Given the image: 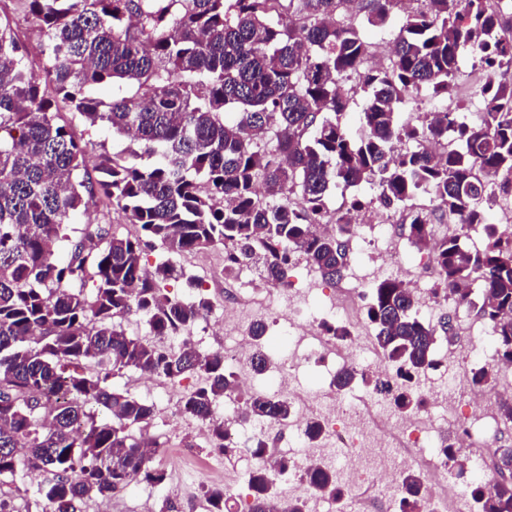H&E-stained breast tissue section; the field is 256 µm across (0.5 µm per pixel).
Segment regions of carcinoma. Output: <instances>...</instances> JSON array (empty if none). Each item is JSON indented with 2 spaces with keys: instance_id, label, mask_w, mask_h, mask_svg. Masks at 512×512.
<instances>
[{
  "instance_id": "carcinoma-1",
  "label": "carcinoma",
  "mask_w": 512,
  "mask_h": 512,
  "mask_svg": "<svg viewBox=\"0 0 512 512\" xmlns=\"http://www.w3.org/2000/svg\"><path fill=\"white\" fill-rule=\"evenodd\" d=\"M22 2L43 35L44 63L42 72L32 69L11 18L0 15V484L42 471L41 496L55 512H82L87 500L135 480L163 483L141 435L154 405L109 384L125 369L170 382L200 379L182 413L224 449L216 407L236 383L224 353L161 346L121 325L135 311L153 336H184L211 309L198 284L191 299L167 296L166 282L183 271L166 259L149 273L143 251L221 246L226 273L259 256L273 282L299 256L336 280L355 230L351 212L363 202L336 212L331 233L312 225L328 216L339 186L367 184L380 206L408 213V240L432 244L438 287L456 305L477 308L496 336L499 360L512 364V246L501 244L488 217L492 186L512 183V84L491 78L479 87L474 121L460 117L468 102L429 112L419 124L401 120V107L420 91L448 96L464 52L487 68L512 66V27L487 0H420L378 69L366 67L373 43L363 25L386 26L402 0ZM116 83L126 94L105 101L89 93ZM360 92L362 134L353 139L342 118ZM62 109L132 136L143 153L104 155L90 176L84 146L60 122ZM421 139L447 148L436 157L409 147ZM143 154L158 160L140 163ZM419 196L481 231L482 248L466 247L463 231L431 241L430 216L413 204ZM93 197L137 234L88 223L81 234L95 245L78 241L59 261L65 226ZM88 280L90 296L78 290ZM416 304L387 278L371 286L365 307L395 368L394 384L374 390L402 412L424 405L419 379L437 367V333L452 329L446 312L434 324L420 321ZM358 378L367 382L365 372L343 369L333 384L345 392ZM291 415L285 398L244 399L245 419L279 423ZM286 473V460L249 472L252 512H273L272 489ZM459 478L478 512H512V477L490 488ZM308 480L340 493L332 472L313 470ZM419 487V477H406L408 512L419 505ZM205 496L211 512H224L229 491Z\"/></svg>"
}]
</instances>
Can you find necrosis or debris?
Segmentation results:
<instances>
[{
  "label": "necrosis or debris",
  "instance_id": "necrosis-or-debris-1",
  "mask_svg": "<svg viewBox=\"0 0 512 512\" xmlns=\"http://www.w3.org/2000/svg\"><path fill=\"white\" fill-rule=\"evenodd\" d=\"M360 240L372 257L377 275L390 274L396 265L397 246L387 225L366 219L360 223ZM224 281V358L228 365H239L237 388L227 394L224 404V446L241 447L251 437L249 429L238 426L239 396L258 391L257 373L246 363L254 351L250 339L242 336L243 324L254 321V305L274 313L288 323V350L270 356L271 373L277 394L285 397L292 416L283 432L291 447L271 445L270 457L288 461V502L299 501L303 512H405L403 480L419 474L423 480L421 512H463L457 491L456 472L463 469L481 474L485 484H493L490 457L483 444L496 438L503 423L499 398L512 393V366L500 364L495 352L478 351L482 365L498 368L494 391L476 387L471 370L457 366L456 351L439 354L444 375L423 395L442 416L396 412L388 398L366 392L346 398L334 385L319 390L304 389L298 382L301 362L316 361L329 373L357 367L362 358H373L375 365L387 362L364 326L363 306L368 297L360 288L340 289L336 298L319 308L312 302V291L299 287L295 277L243 292L238 283L217 271ZM336 323L349 331L340 338L327 331ZM454 424H447V416ZM316 420L323 431L317 440L307 436L309 421ZM458 450L455 460L444 455L445 447ZM344 451L347 466L336 470L337 451ZM314 469L336 470L342 494L332 497L309 486L306 473Z\"/></svg>",
  "mask_w": 512,
  "mask_h": 512
}]
</instances>
